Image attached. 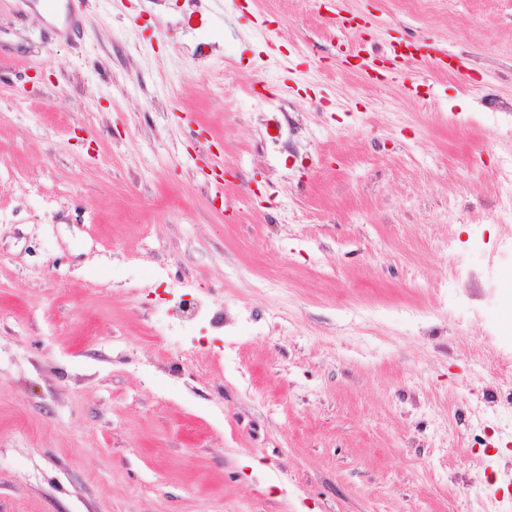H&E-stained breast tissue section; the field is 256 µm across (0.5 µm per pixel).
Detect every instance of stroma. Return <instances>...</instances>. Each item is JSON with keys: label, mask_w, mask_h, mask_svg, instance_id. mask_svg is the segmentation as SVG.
Listing matches in <instances>:
<instances>
[{"label": "stroma", "mask_w": 512, "mask_h": 512, "mask_svg": "<svg viewBox=\"0 0 512 512\" xmlns=\"http://www.w3.org/2000/svg\"><path fill=\"white\" fill-rule=\"evenodd\" d=\"M327 4L0 0V512L512 499V0ZM405 47L407 51H397V47ZM426 48L420 43L406 41L404 43H397L393 45L390 52H381L377 55L364 54L367 52L360 43L355 44L343 57V63L350 68L359 70L367 79L375 84H386L390 81L403 79L406 88L409 91L414 90V85H407L404 75V65L407 62L416 64H432L437 69H443L447 72L460 71L464 66L462 59L457 55H448L445 51H437L441 56L434 58L428 50L423 53L422 50Z\"/></svg>", "instance_id": "stroma-1"}]
</instances>
